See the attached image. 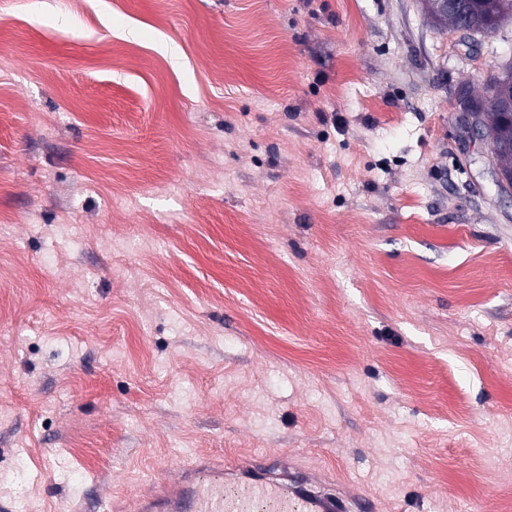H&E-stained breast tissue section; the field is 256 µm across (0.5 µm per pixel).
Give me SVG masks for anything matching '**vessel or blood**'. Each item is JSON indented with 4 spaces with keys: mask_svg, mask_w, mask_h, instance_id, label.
<instances>
[{
    "mask_svg": "<svg viewBox=\"0 0 512 512\" xmlns=\"http://www.w3.org/2000/svg\"><path fill=\"white\" fill-rule=\"evenodd\" d=\"M226 479L241 483L234 498L224 495L223 481L194 482L191 490L170 493L166 512H253L256 502L272 506L274 512H377L372 499L353 494L335 495L309 481L297 480L287 470L260 476L254 465L229 466Z\"/></svg>",
    "mask_w": 512,
    "mask_h": 512,
    "instance_id": "vessel-or-blood-1",
    "label": "vessel or blood"
}]
</instances>
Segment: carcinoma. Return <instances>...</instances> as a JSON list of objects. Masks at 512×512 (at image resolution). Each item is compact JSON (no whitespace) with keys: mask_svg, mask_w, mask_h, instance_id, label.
<instances>
[{"mask_svg":"<svg viewBox=\"0 0 512 512\" xmlns=\"http://www.w3.org/2000/svg\"><path fill=\"white\" fill-rule=\"evenodd\" d=\"M460 5V13L468 28L465 32L467 36L495 31L504 22L512 20V0H460ZM506 90L512 94L511 63L485 80V92L477 96V99L482 105L487 136L492 144V155L498 168L512 178V151L500 149L503 143L512 144V116L502 101V93Z\"/></svg>","mask_w":512,"mask_h":512,"instance_id":"carcinoma-1","label":"carcinoma"}]
</instances>
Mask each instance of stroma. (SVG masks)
I'll return each instance as SVG.
<instances>
[{
	"instance_id": "1",
	"label": "stroma",
	"mask_w": 512,
	"mask_h": 512,
	"mask_svg": "<svg viewBox=\"0 0 512 512\" xmlns=\"http://www.w3.org/2000/svg\"><path fill=\"white\" fill-rule=\"evenodd\" d=\"M510 61L418 0H0V512L257 456L503 512L512 198L455 94Z\"/></svg>"
}]
</instances>
